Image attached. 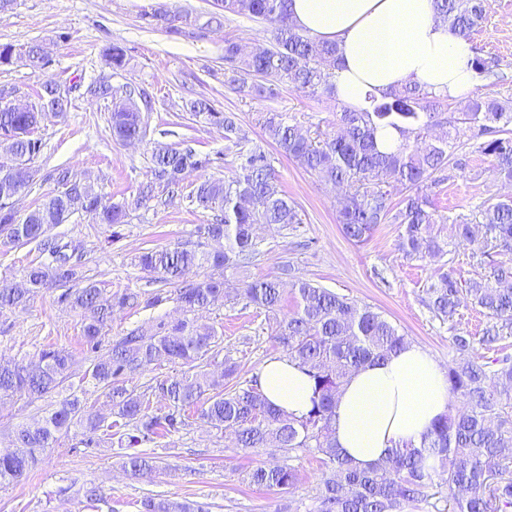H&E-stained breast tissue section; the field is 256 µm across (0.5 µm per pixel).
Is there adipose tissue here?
Wrapping results in <instances>:
<instances>
[{
  "label": "adipose tissue",
  "instance_id": "ef3b65f1",
  "mask_svg": "<svg viewBox=\"0 0 512 512\" xmlns=\"http://www.w3.org/2000/svg\"><path fill=\"white\" fill-rule=\"evenodd\" d=\"M289 9L300 30L336 43L333 82L350 106L365 107L367 94L410 81L454 99L474 91L471 45L436 18L434 0H291ZM259 378L272 405L296 417L307 412L310 382L287 357L266 360ZM450 402L443 368L406 344L387 360L363 365L342 386L336 446L359 467L377 463L396 448L420 444Z\"/></svg>",
  "mask_w": 512,
  "mask_h": 512
}]
</instances>
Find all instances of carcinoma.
I'll return each mask as SVG.
<instances>
[{"label": "carcinoma", "instance_id": "cac0c4a2", "mask_svg": "<svg viewBox=\"0 0 512 512\" xmlns=\"http://www.w3.org/2000/svg\"><path fill=\"white\" fill-rule=\"evenodd\" d=\"M437 17L448 31L467 41L485 18L489 0H434ZM215 11L205 21L181 8L158 3L141 13L147 24L172 34L195 27H221L231 16L260 20L268 25V43L244 51L232 38L224 39V85L242 96L273 98L283 83L333 103L334 131L302 132L278 112H269L263 126L279 151L322 182L345 189L336 221L345 237L364 243L379 224H397L401 233L397 249L407 258L424 253L442 259L448 243L431 235L436 223L434 189L447 177L445 171L459 147L482 139L478 150L491 158L493 173L512 181V104L478 96L467 110L446 115L449 97L437 95L417 84H407L381 97L368 96L370 107L354 109L336 98L332 81L337 64L336 45L317 41L292 22L289 0H214ZM42 47L23 51L11 44L0 45V67L19 61L35 69ZM102 59L113 72L125 70L126 50L112 44ZM477 89H492L507 76L479 56L473 59ZM60 84L43 83L37 103L26 112L0 106V160L16 164L0 178V238L17 247L35 246L50 256L49 262L30 264L25 287L0 286V309L24 306L44 288L59 291L57 304L79 313L89 351L99 349L115 309L138 305V295H103L92 278L81 275L85 265L78 249L52 239L48 230L69 220L82 208L94 224L113 227L129 223L130 210L113 202L94 184L74 181L71 172L59 169L57 188L36 208L17 218L5 206L11 188L27 190L29 171L41 150L32 127L48 112L59 114L68 102L59 94ZM85 93L111 102L109 131L112 139L128 143L143 140L148 132L146 114L155 101L130 84H89ZM184 111L224 130L225 151L233 155L232 175L215 178L204 171L221 157L201 154L191 146H159L152 154L153 181L139 189L138 202L149 201L156 192L180 185L193 173L198 177L186 195L189 204L212 214V222L198 225L206 242L194 249L147 248L137 257V267L156 279L171 281L185 270H205L193 285L178 289L177 302L183 318L170 324L138 327L121 337L104 357L90 359L80 382L103 389L112 402L108 421L69 393L57 406L33 424H22L10 432L12 450L0 453V485L21 479L49 448L67 440L75 446L99 448L107 438H117L125 449L157 443L189 425L188 411L209 427L230 432L239 447L263 449L289 459L312 452L319 462V494L313 512H408L423 503L434 489L448 494L449 512H512V356L487 357L474 352V342L487 350L504 334L512 332V263L492 260L488 271L463 284L443 262L437 281L426 291V303L434 315L448 320L456 313L465 294L490 318L492 325L479 339L452 337L460 359L448 366L450 392L463 408L449 407L433 423L420 446L406 444L368 469H359L336 448L333 423L336 397L347 378L369 361L384 360L403 348L404 333L368 304L324 288L311 280L295 277L290 282L294 307L281 318L283 283L277 277L246 278L241 271L261 255L260 225L277 231H294L302 223L294 201L275 179L271 156L251 143L248 132L233 112H218L204 98L191 99ZM448 126L444 138L431 137L436 126ZM394 131L398 144L382 147L379 138ZM403 186L408 194L393 199L392 189ZM494 247L512 251V199L489 204L481 212ZM233 297L244 307L272 315L271 338L283 355L310 379L311 405L299 418L272 406L264 397L259 377L241 379L239 364L224 357L220 373L210 370L222 343V335L211 324L198 320L199 312L218 299ZM168 362L181 368L169 377L140 391L135 379L154 365ZM78 360L65 347L48 348L37 363L0 364V398L25 394L38 399L64 389L76 372ZM165 402L166 412L150 411L151 399ZM439 466L424 468V454ZM124 471L132 476L154 468L153 460L128 453ZM250 484L280 494L292 493L297 469L287 463L256 467L247 473ZM140 512H209L200 504L169 498L146 497Z\"/></svg>", "mask_w": 512, "mask_h": 512}]
</instances>
